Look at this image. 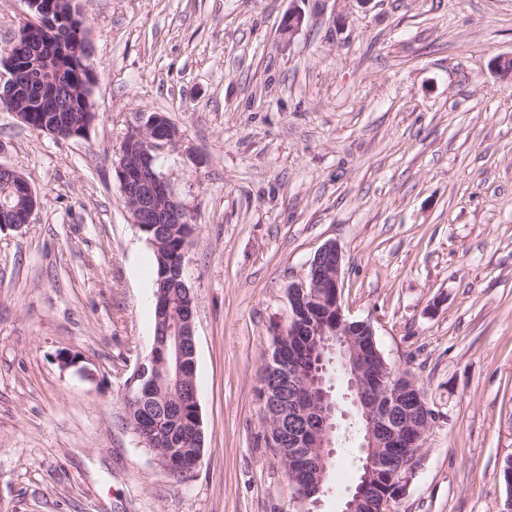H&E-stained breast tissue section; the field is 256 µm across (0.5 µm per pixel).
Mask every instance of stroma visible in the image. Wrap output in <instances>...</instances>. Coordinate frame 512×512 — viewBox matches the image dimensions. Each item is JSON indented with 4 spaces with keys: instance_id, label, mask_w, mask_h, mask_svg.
<instances>
[{
    "instance_id": "1",
    "label": "stroma",
    "mask_w": 512,
    "mask_h": 512,
    "mask_svg": "<svg viewBox=\"0 0 512 512\" xmlns=\"http://www.w3.org/2000/svg\"><path fill=\"white\" fill-rule=\"evenodd\" d=\"M85 138L0 111L37 207L0 231V512H287L258 390L287 287L326 243L342 306L435 412L392 512H498L512 454V0H82ZM304 23L292 40L288 12ZM197 227L203 453L176 480L126 423L153 253L114 166L142 113ZM193 151L203 159L193 166ZM73 356L74 364L63 361ZM338 443L322 512L358 479Z\"/></svg>"
}]
</instances>
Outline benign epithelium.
<instances>
[{"instance_id":"benign-epithelium-1","label":"benign epithelium","mask_w":512,"mask_h":512,"mask_svg":"<svg viewBox=\"0 0 512 512\" xmlns=\"http://www.w3.org/2000/svg\"><path fill=\"white\" fill-rule=\"evenodd\" d=\"M36 15V21L28 24L31 33L25 50L3 60L6 76L0 83V109L12 112L25 122L30 110H39L38 127L57 138L79 139L85 137L94 118V113L85 114L80 130H67L61 108L57 103L63 97L56 70L61 67L62 57L67 56L81 65L87 77L84 86L94 81L92 69L88 65L90 49L87 41H74L70 38L73 15L59 16V22L49 21V15L42 9L40 0H27ZM179 137L174 135L170 125L156 115L140 114L138 121L127 131L125 144L119 161L115 165L116 180L120 192L128 205L133 223L140 224H184L195 232L196 227L189 217L186 203L174 190L168 177L155 167L161 154L174 148ZM11 175L19 193L25 198L33 196L28 180L14 169L0 164V173ZM35 206H30L24 223H30ZM22 223V224H24ZM18 217L7 211L0 212V230L22 227ZM330 255L334 258L325 287L335 289V300L325 302L316 294L297 298L294 290L308 287L307 279L289 285L292 312L289 313L290 326L299 327V313L306 303L319 304L326 314L333 316L335 327H317L312 336H326L324 355L306 375H300L283 361L277 375L283 381L280 392V415L274 428L287 438L293 447V455H285V449L275 447L272 431H267L268 445L284 464L286 475L295 484L298 494L294 495L289 508L300 506L303 512H319L327 464L333 454V434L337 431L335 422L339 403L332 401L333 387L327 382L328 366L336 363L343 366L347 377V390L352 405L365 422L360 448V475L354 489L348 491L341 512H357L371 481L380 473L379 455L373 449L381 443H402L406 446L400 455L391 481L398 498L405 491L406 478L418 464L422 452V441L430 429L433 417L427 415L418 428L416 437L407 440L400 431L399 416H408V411H400L402 396L415 389L413 377L401 376L390 379L385 389L372 385L373 380L383 377V369L370 364L368 350L356 345L354 331L367 327L369 335H374L370 324H352L343 314L341 303V250L334 242H329L317 252V259ZM156 307L165 321L166 335L154 338L149 354L137 364L127 380L125 402L132 404L141 395L152 392L166 384L181 389V399L194 409H199L196 371L195 306L190 304L180 313L171 311L164 293L156 294ZM201 456L170 454L165 459V470L177 478L191 475L197 468Z\"/></svg>"}]
</instances>
